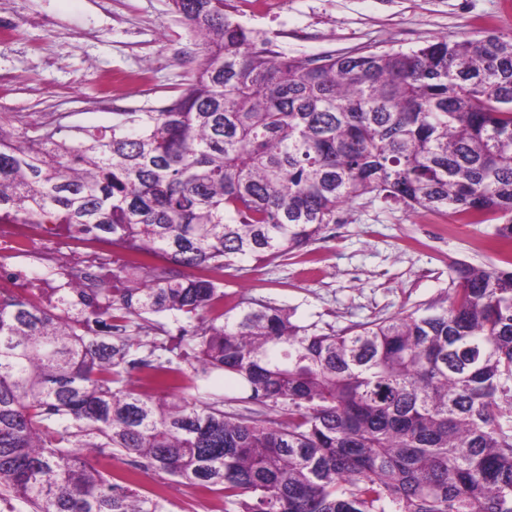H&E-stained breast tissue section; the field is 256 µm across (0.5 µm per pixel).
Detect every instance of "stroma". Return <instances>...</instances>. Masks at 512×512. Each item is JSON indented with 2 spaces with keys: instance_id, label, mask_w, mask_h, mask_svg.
Segmentation results:
<instances>
[{
  "instance_id": "1",
  "label": "stroma",
  "mask_w": 512,
  "mask_h": 512,
  "mask_svg": "<svg viewBox=\"0 0 512 512\" xmlns=\"http://www.w3.org/2000/svg\"><path fill=\"white\" fill-rule=\"evenodd\" d=\"M226 10L289 56L408 50L437 38L512 33V0H227ZM13 28L0 36V122L22 129L111 128L125 113L157 109L193 79L203 54L170 0H0ZM337 223L303 250L225 270L223 308L244 300L287 309L294 320L343 329L450 300V266L504 267L491 249L495 224L448 214L451 230L424 212L371 194L340 208ZM180 324L149 317L130 331L149 358ZM138 491L166 487L168 512H204L215 490L140 469Z\"/></svg>"
}]
</instances>
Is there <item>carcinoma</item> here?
I'll return each mask as SVG.
<instances>
[{
    "mask_svg": "<svg viewBox=\"0 0 512 512\" xmlns=\"http://www.w3.org/2000/svg\"><path fill=\"white\" fill-rule=\"evenodd\" d=\"M205 62L177 97L71 141L0 136V218L112 235L145 258L112 277L97 329L0 296V501L29 512H167L118 458L224 493L235 512H512V269L458 263L447 305L341 330L300 325L200 276L306 247L376 193L512 244V35L289 57L225 12L172 0ZM190 270L184 274L181 269ZM184 318L131 384L117 320ZM222 373L280 418L224 411Z\"/></svg>",
    "mask_w": 512,
    "mask_h": 512,
    "instance_id": "carcinoma-1",
    "label": "carcinoma"
}]
</instances>
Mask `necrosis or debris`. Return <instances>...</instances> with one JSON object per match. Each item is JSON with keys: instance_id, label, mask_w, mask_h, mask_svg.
Wrapping results in <instances>:
<instances>
[{"instance_id": "necrosis-or-debris-1", "label": "necrosis or debris", "mask_w": 512, "mask_h": 512, "mask_svg": "<svg viewBox=\"0 0 512 512\" xmlns=\"http://www.w3.org/2000/svg\"><path fill=\"white\" fill-rule=\"evenodd\" d=\"M133 260L106 235L67 224L0 221V295L56 305L80 318L87 332L95 327L90 308L112 302L113 269Z\"/></svg>"}]
</instances>
